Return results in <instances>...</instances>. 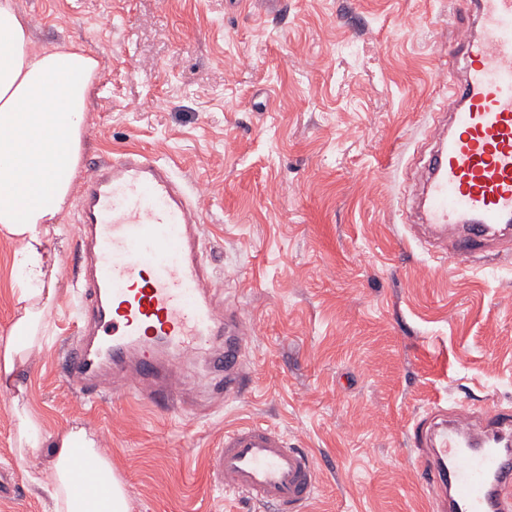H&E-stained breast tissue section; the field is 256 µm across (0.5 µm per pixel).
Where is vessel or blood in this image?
<instances>
[{
    "label": "vessel or blood",
    "mask_w": 512,
    "mask_h": 512,
    "mask_svg": "<svg viewBox=\"0 0 512 512\" xmlns=\"http://www.w3.org/2000/svg\"><path fill=\"white\" fill-rule=\"evenodd\" d=\"M479 28L454 62L451 126L437 144L423 185L420 220L436 235L459 228L455 257L512 230V0H477ZM84 244L81 340L65 354L67 386L95 399L102 366L94 341L111 350L122 394L177 412L178 376L160 358L194 359L211 336L224 339L215 371L225 392L240 386L246 329L212 297L199 213L169 165L131 149L93 160L77 204ZM473 408L459 405L435 427L421 420L413 444L442 512H512V410L494 409L471 435ZM217 483L284 512H303L317 488L309 451L277 430L252 424L225 431L213 450Z\"/></svg>",
    "instance_id": "1"
}]
</instances>
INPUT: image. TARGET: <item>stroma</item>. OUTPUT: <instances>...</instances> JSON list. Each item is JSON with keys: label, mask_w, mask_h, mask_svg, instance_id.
I'll return each mask as SVG.
<instances>
[{"label": "stroma", "mask_w": 512, "mask_h": 512, "mask_svg": "<svg viewBox=\"0 0 512 512\" xmlns=\"http://www.w3.org/2000/svg\"><path fill=\"white\" fill-rule=\"evenodd\" d=\"M42 46L100 61L83 159L167 161L202 216L211 286L247 330L245 374L211 393L214 340L188 363L181 413L65 384L83 255L69 216L49 341L0 390V512H49L15 456L11 400L54 435L94 431L132 512H271L216 486L225 429L256 423L314 455L304 512H432L415 423L464 403L512 408V248L461 263L408 216L448 95L446 63L477 30L473 0H15ZM0 236V330L17 308Z\"/></svg>", "instance_id": "1"}]
</instances>
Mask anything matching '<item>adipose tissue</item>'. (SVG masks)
<instances>
[{
    "mask_svg": "<svg viewBox=\"0 0 512 512\" xmlns=\"http://www.w3.org/2000/svg\"><path fill=\"white\" fill-rule=\"evenodd\" d=\"M98 71L82 45L33 49L15 0H0V233L18 242L12 266L19 303L0 335V385L44 345L60 275L49 244L72 204ZM11 411L17 459L42 448L52 456L49 472L26 474L33 487H49L51 512H131L125 480L84 427L53 437L21 397Z\"/></svg>",
    "mask_w": 512,
    "mask_h": 512,
    "instance_id": "1",
    "label": "adipose tissue"
}]
</instances>
